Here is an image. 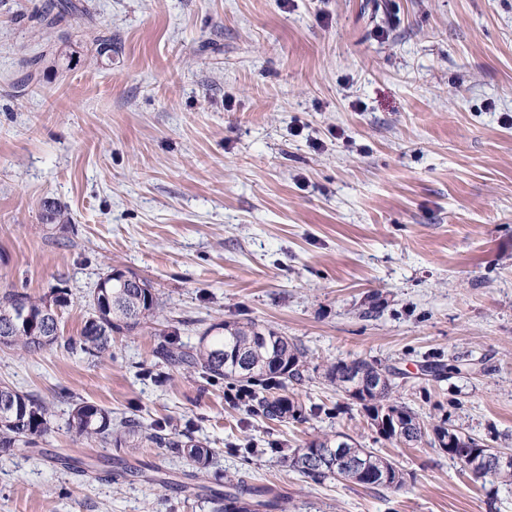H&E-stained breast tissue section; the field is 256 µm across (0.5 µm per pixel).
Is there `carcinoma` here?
<instances>
[{
    "mask_svg": "<svg viewBox=\"0 0 512 512\" xmlns=\"http://www.w3.org/2000/svg\"><path fill=\"white\" fill-rule=\"evenodd\" d=\"M77 15L93 22L82 0H52L43 11L30 16V21L39 29L48 30ZM128 276L134 278L136 274L112 267L100 278L91 295L90 313L76 339L61 336L58 319L51 315L52 308L68 306L67 292L56 291L49 303L16 288L1 290L0 345L25 352L59 347L99 359L109 352L112 336L141 325H150L154 335L163 337L168 321L162 315L163 306L153 286L141 277L133 283L126 280ZM24 314L29 316L27 325L22 322ZM155 356L167 366L183 367L208 379L225 380L231 388L249 390L246 408L253 415L280 421L305 417L302 404L282 391L290 384L305 381L307 353L274 330L254 323L220 321L200 333L196 347L184 350L163 339L155 348ZM384 374L381 365L361 358L338 359L325 370L330 384L363 407L368 423L379 436L392 440V435L383 430L387 422L405 429L406 443L422 441L425 428L419 416L392 398L396 383L391 381L378 390L372 385L373 379ZM51 417V405L40 396L23 394L0 382V454L10 455L20 446H36L35 438L48 431ZM68 424L85 439L105 445L172 448L195 467L194 478L213 455V449L190 436L184 441L168 436L164 425L146 427L139 419L126 416L114 419L112 410L82 400L71 404ZM431 445L453 461L468 459L482 479L490 476L497 483L512 485V468L498 466V448L443 424L434 427ZM291 465L312 481L333 479L390 490H399L406 483L404 470L395 462L359 447L344 433L315 436L306 449H295ZM202 491L214 505V512H288V502L270 498L266 488L238 478L225 482L222 489L204 485Z\"/></svg>",
    "mask_w": 512,
    "mask_h": 512,
    "instance_id": "cac0c4a2",
    "label": "carcinoma"
}]
</instances>
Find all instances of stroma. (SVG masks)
Segmentation results:
<instances>
[{"mask_svg":"<svg viewBox=\"0 0 512 512\" xmlns=\"http://www.w3.org/2000/svg\"><path fill=\"white\" fill-rule=\"evenodd\" d=\"M43 2L0 0V289L66 290L75 337L118 265L184 349L220 321L292 338L310 374L293 397L327 412L268 421L181 368L154 383L145 327L96 361L2 348L0 381L55 415L38 451L0 455V512H213L168 449L80 438L64 389L192 426L215 451L205 481L248 475L296 512H512V485L488 508L482 481L429 441L384 440L324 377L339 359L396 368L426 428L512 449V0H86L92 22L46 32L28 20ZM320 431L405 486L301 477L287 452Z\"/></svg>","mask_w":512,"mask_h":512,"instance_id":"35a3bbf8","label":"stroma"}]
</instances>
